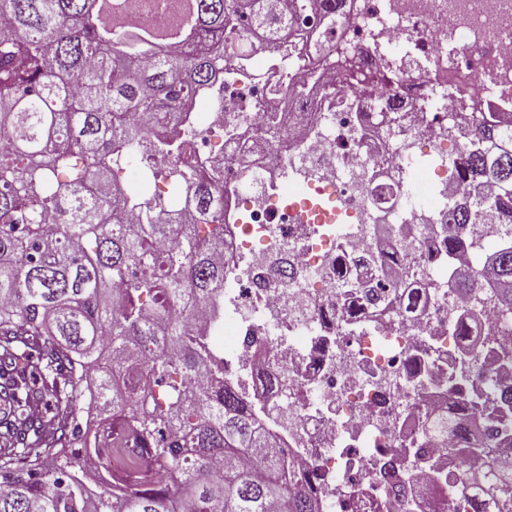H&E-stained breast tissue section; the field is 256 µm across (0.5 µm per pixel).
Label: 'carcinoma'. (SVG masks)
Instances as JSON below:
<instances>
[{
    "label": "carcinoma",
    "instance_id": "cac0c4a2",
    "mask_svg": "<svg viewBox=\"0 0 512 512\" xmlns=\"http://www.w3.org/2000/svg\"><path fill=\"white\" fill-rule=\"evenodd\" d=\"M328 2L172 0L165 26L116 31L128 0H0V132L12 133L0 141V512H318L184 314L201 303L224 315L223 228L193 222L224 199L223 176L183 164L192 129L165 141L134 115L178 120L187 98L224 89L232 55L263 41L259 30L281 34L289 11ZM471 118L489 149L464 146L450 177L472 201L451 216L496 224L512 204V114ZM130 150L163 161L147 177L169 182L176 201L125 193L115 167ZM483 273L512 314V245L495 247ZM478 277L459 270L454 288L474 293ZM496 363L512 353L490 359L467 342L448 390L462 378L491 387ZM91 384L112 408L100 448L83 427ZM466 401L491 439L454 449L482 459L456 494L512 512V471L494 465L496 449L512 448V388ZM79 441L102 470L139 448L180 480L163 486L135 468L129 489L94 493L71 472L66 449Z\"/></svg>",
    "mask_w": 512,
    "mask_h": 512
}]
</instances>
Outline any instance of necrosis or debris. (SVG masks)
<instances>
[{
    "instance_id": "necrosis-or-debris-1",
    "label": "necrosis or debris",
    "mask_w": 512,
    "mask_h": 512,
    "mask_svg": "<svg viewBox=\"0 0 512 512\" xmlns=\"http://www.w3.org/2000/svg\"><path fill=\"white\" fill-rule=\"evenodd\" d=\"M347 11L344 39L373 82L337 89L307 25L278 77L314 71L317 83L280 98L255 81L252 55L193 115L194 154L228 189L224 321L204 308L195 320L224 355L225 383L270 412L279 456L321 512H473L452 493L464 470L448 455L470 436L441 442L432 427L460 401L448 391L453 324L473 308L448 271L480 267L498 234L470 224L449 244L448 162L465 143L462 98L512 112V0H348ZM387 65L405 69L401 83L382 77ZM272 113L276 142L261 132ZM412 280L428 301L404 319L360 289L389 300ZM478 285L475 325L490 349L512 351V318L492 282Z\"/></svg>"
}]
</instances>
